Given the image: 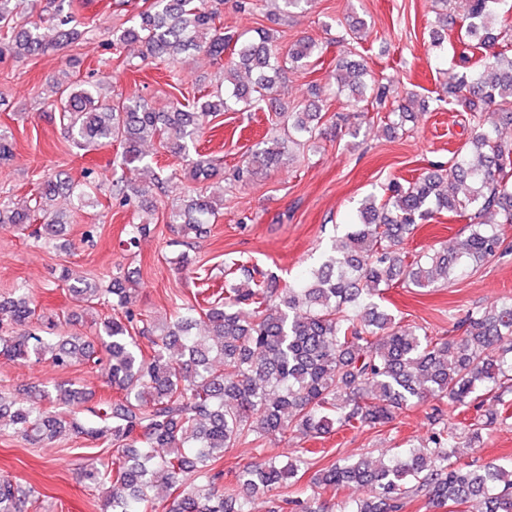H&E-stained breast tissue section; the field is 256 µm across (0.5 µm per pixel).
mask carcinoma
Wrapping results in <instances>:
<instances>
[{
  "label": "carcinoma",
  "instance_id": "cac0c4a2",
  "mask_svg": "<svg viewBox=\"0 0 512 512\" xmlns=\"http://www.w3.org/2000/svg\"><path fill=\"white\" fill-rule=\"evenodd\" d=\"M21 0H0V55L15 59L80 42L87 34L77 14L53 8L48 30L21 25ZM269 15L286 16L307 0H270ZM505 0H467V23L458 41L463 53H484L473 67L452 77L451 94L483 112L512 105V56L495 50L499 41L497 5ZM224 0H153L148 9L128 16L113 32V45L138 43L142 61L171 63L204 53L224 73L216 89L188 109L172 103L157 110L128 97L100 98L96 86L53 81L49 89L59 122L73 147L86 154L116 142L121 169L113 206L136 200L142 190L131 174L144 160L142 143L157 140L183 155L193 179L218 174V159L190 151L208 119L228 111H267L287 126L281 139L253 153L240 178L255 168L279 163L291 147L319 132L321 112H290L275 85L285 65L273 49L274 34L260 29L243 38L216 24ZM322 53L301 38L289 45L288 64L306 67ZM364 65H336L331 79L337 93L352 101H381L386 86L375 83ZM412 99L392 109L386 129L402 128ZM66 182L50 177L23 210L0 201V224H38L48 241L60 235L52 209ZM224 206L194 190L171 210L168 223L187 237L205 232ZM453 216L473 212L469 234L453 249L432 250L406 264L401 253L406 235L432 211ZM512 226V140L491 123L457 150L453 163L404 182L394 180L367 196L358 223L331 245L323 261L298 281L280 289L247 258L224 266V287L198 288L194 302L183 303L174 318L161 323L142 318L132 305L130 277L115 276L106 288L60 273L71 296L93 304L106 297L115 314L100 323V350L77 333L50 336L35 326L37 306L23 288L0 299V357L26 362L47 358L62 370L77 361L103 365L115 397L95 399L75 384L41 383L23 402L0 394V431L33 444H49L68 433L101 443L107 460L85 469L88 484L102 490L100 512H146L150 493L171 497L165 512H250L248 499L293 487L309 467L301 456L292 462L262 458L234 472L224 487V456L238 444L263 445L269 436L321 439L338 430L375 429L428 399L432 428L427 439L377 465L366 458L338 459L317 470L315 485L365 492L349 512H403L421 495L436 508L460 512L474 500L482 512H512V465L460 462L463 448L457 416L491 395L498 411L471 418L466 448L483 443L484 431L512 418V298L464 313L448 336L426 328L404 327L375 296L380 285L402 281L433 288L456 277L466 264L497 255ZM165 448L163 455L157 449ZM27 492L0 478V512H21ZM277 512H322L314 498L290 497Z\"/></svg>",
  "mask_w": 512,
  "mask_h": 512
}]
</instances>
